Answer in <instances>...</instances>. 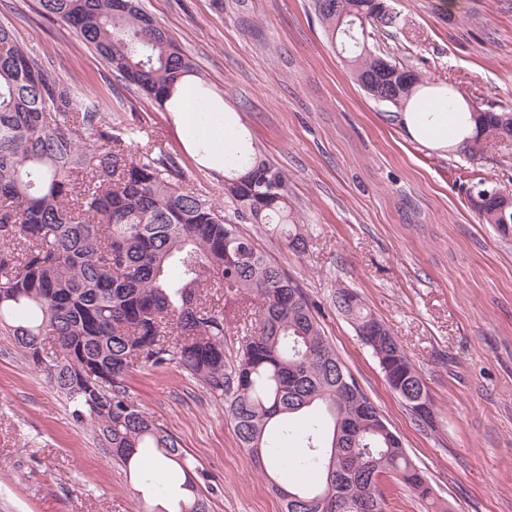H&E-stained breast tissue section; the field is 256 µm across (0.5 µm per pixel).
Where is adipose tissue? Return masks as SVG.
Segmentation results:
<instances>
[{
  "label": "adipose tissue",
  "instance_id": "ef3b65f1",
  "mask_svg": "<svg viewBox=\"0 0 512 512\" xmlns=\"http://www.w3.org/2000/svg\"><path fill=\"white\" fill-rule=\"evenodd\" d=\"M395 120L411 139L447 153L456 150L474 133L468 114L439 109L432 99L423 100L420 111L396 114Z\"/></svg>",
  "mask_w": 512,
  "mask_h": 512
}]
</instances>
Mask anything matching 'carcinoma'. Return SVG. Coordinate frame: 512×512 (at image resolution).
Masks as SVG:
<instances>
[{
	"mask_svg": "<svg viewBox=\"0 0 512 512\" xmlns=\"http://www.w3.org/2000/svg\"><path fill=\"white\" fill-rule=\"evenodd\" d=\"M41 13L95 50L121 84L159 109L181 107L180 89L199 75L177 41L138 0H38ZM333 47L347 51L351 75L390 113L412 99L442 100L469 111L451 88L423 80L411 65L374 48L392 28L386 0H312ZM367 26L361 27L362 20ZM460 153L475 159L487 142L512 137V110L488 104ZM221 207L181 185L172 157L155 151L144 126L114 131L93 105L0 26V329L91 428L112 461L139 474L168 507L153 512H209L196 467L174 434L131 399L135 368L176 365L224 399L242 447L249 450L284 512H389L390 479L448 512L400 436L361 389L323 336L314 304L241 224L280 232L294 253L307 236L288 209L284 174L239 149L224 154ZM475 194L468 207L504 235L512 203ZM237 305L247 331L235 360L225 354L224 303ZM334 305L363 339L390 388L429 425L433 405L412 362L361 296L343 289ZM299 437L302 452L276 439ZM163 458L178 485L140 470L141 457ZM313 472L310 486L274 473Z\"/></svg>",
	"mask_w": 512,
	"mask_h": 512,
	"instance_id": "cac0c4a2",
	"label": "carcinoma"
}]
</instances>
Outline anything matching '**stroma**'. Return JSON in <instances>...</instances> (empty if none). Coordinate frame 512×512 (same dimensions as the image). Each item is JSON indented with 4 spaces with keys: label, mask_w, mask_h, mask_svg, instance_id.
<instances>
[{
    "label": "stroma",
    "mask_w": 512,
    "mask_h": 512,
    "mask_svg": "<svg viewBox=\"0 0 512 512\" xmlns=\"http://www.w3.org/2000/svg\"><path fill=\"white\" fill-rule=\"evenodd\" d=\"M37 0H0V25L111 118L137 119L178 163L184 184L224 202L212 163L181 112L121 86L98 55ZM192 56L206 98L251 152L288 179L308 236L288 251L261 225L243 230L296 278L345 366L402 437L450 512H512V235L470 212L467 175L512 190V139L479 159L409 138L366 98L327 43L311 0H140ZM399 25L378 41L468 100L512 109V0H388ZM357 291L420 372L434 424L419 425L371 349L334 306ZM131 398L172 432L198 469L210 512H282L242 448L224 403L176 366L136 369ZM134 476L106 458L86 425L0 332V512H143Z\"/></svg>",
    "instance_id": "1"
}]
</instances>
